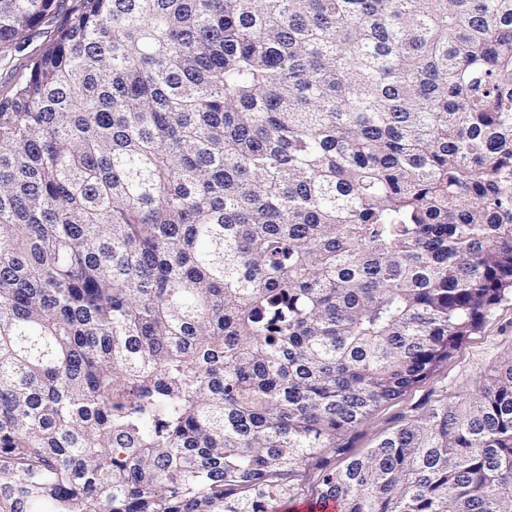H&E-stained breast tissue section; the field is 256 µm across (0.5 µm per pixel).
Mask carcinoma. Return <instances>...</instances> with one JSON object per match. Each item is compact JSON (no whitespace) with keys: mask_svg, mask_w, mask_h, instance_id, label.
I'll return each instance as SVG.
<instances>
[{"mask_svg":"<svg viewBox=\"0 0 512 512\" xmlns=\"http://www.w3.org/2000/svg\"><path fill=\"white\" fill-rule=\"evenodd\" d=\"M509 295L512 0H81L0 102V512H268ZM317 469L512 512V355Z\"/></svg>","mask_w":512,"mask_h":512,"instance_id":"carcinoma-1","label":"carcinoma"}]
</instances>
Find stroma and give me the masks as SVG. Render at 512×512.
I'll list each match as a JSON object with an SVG mask.
<instances>
[{
	"instance_id": "stroma-1",
	"label": "stroma",
	"mask_w": 512,
	"mask_h": 512,
	"mask_svg": "<svg viewBox=\"0 0 512 512\" xmlns=\"http://www.w3.org/2000/svg\"><path fill=\"white\" fill-rule=\"evenodd\" d=\"M63 9L48 16L35 30L27 32L18 49L0 54V98L27 72L31 54L62 28L79 0H63ZM512 354V298L498 304L483 326L468 337L451 358L425 380L401 397L383 403L338 438L339 451L325 450L321 456L333 468L371 448L388 434L419 422L440 405L458 403L478 394L488 378Z\"/></svg>"
}]
</instances>
